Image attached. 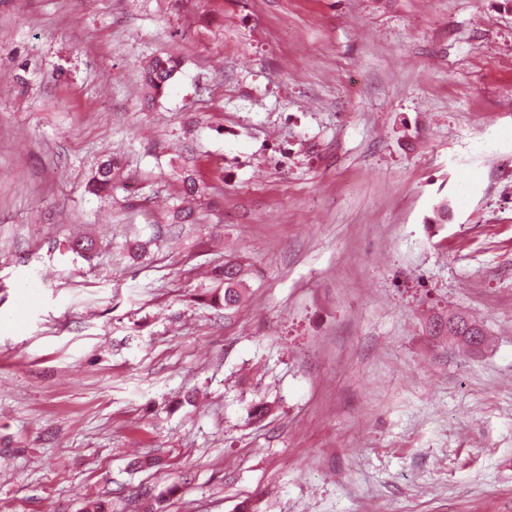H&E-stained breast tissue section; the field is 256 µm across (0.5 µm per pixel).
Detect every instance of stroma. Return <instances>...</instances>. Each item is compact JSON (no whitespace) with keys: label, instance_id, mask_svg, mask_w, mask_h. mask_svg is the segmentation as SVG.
Instances as JSON below:
<instances>
[{"label":"stroma","instance_id":"stroma-1","mask_svg":"<svg viewBox=\"0 0 512 512\" xmlns=\"http://www.w3.org/2000/svg\"><path fill=\"white\" fill-rule=\"evenodd\" d=\"M137 490L512 512V0H0V505ZM176 69L177 64L171 57L154 58L145 73L147 85L156 93H160L166 83L175 74ZM119 163L115 158H108L98 168L96 176L93 177L90 188L93 192H106L112 187V180ZM213 273L224 284V310L239 308L246 290L239 265L227 262L224 267L214 269Z\"/></svg>","mask_w":512,"mask_h":512}]
</instances>
